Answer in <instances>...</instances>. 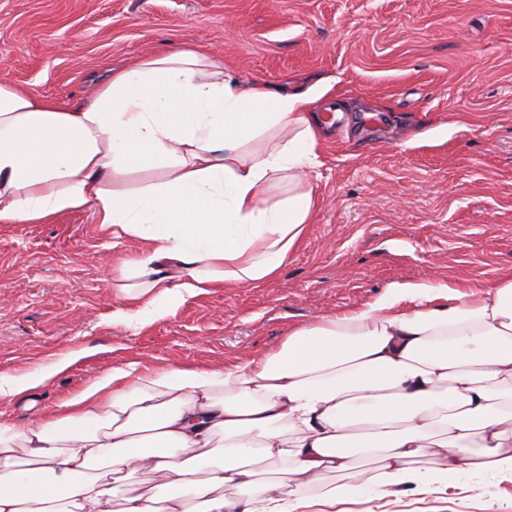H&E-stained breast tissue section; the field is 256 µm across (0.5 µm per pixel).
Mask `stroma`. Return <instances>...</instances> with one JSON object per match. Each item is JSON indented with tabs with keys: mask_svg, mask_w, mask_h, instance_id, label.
Wrapping results in <instances>:
<instances>
[{
	"mask_svg": "<svg viewBox=\"0 0 512 512\" xmlns=\"http://www.w3.org/2000/svg\"><path fill=\"white\" fill-rule=\"evenodd\" d=\"M195 42L244 82L309 93L321 200L280 273L114 322L112 265L133 249L90 212L0 224V373L90 349L0 421L30 425L112 367L221 366L394 283L469 292L512 273V0H0V82L62 105L111 70ZM353 512H512V481L448 498L395 487Z\"/></svg>",
	"mask_w": 512,
	"mask_h": 512,
	"instance_id": "stroma-1",
	"label": "stroma"
}]
</instances>
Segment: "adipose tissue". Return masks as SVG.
<instances>
[{
  "mask_svg": "<svg viewBox=\"0 0 512 512\" xmlns=\"http://www.w3.org/2000/svg\"><path fill=\"white\" fill-rule=\"evenodd\" d=\"M310 103L242 83L191 44L112 73L86 103L0 83V223L87 210L135 242L112 319L136 330L270 280L318 206ZM151 169L154 181L118 188ZM85 355L0 373V398ZM492 476L512 478V274L469 293L395 284L263 356L132 361L36 424L0 422V512H335L397 486L449 494Z\"/></svg>",
  "mask_w": 512,
  "mask_h": 512,
  "instance_id": "obj_1",
  "label": "adipose tissue"
}]
</instances>
